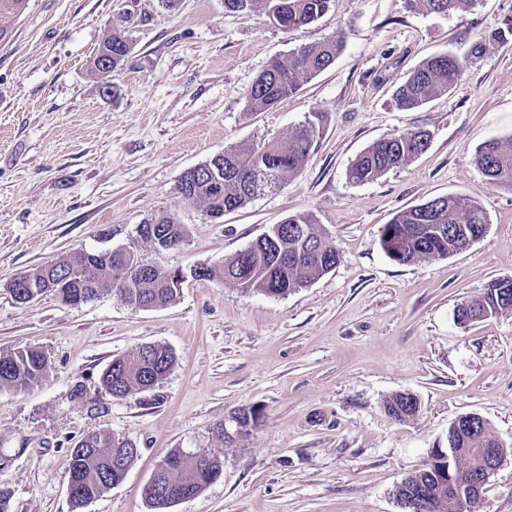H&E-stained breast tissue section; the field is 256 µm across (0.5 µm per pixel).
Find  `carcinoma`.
Instances as JSON below:
<instances>
[{
	"label": "carcinoma",
	"instance_id": "obj_1",
	"mask_svg": "<svg viewBox=\"0 0 512 512\" xmlns=\"http://www.w3.org/2000/svg\"><path fill=\"white\" fill-rule=\"evenodd\" d=\"M334 0H224L229 13L256 9L282 30L314 22L323 17ZM475 0H409L413 7L428 12L448 14L473 4ZM27 0H0V40L11 33L24 12ZM344 48L339 37L306 44L292 52L288 59H271L260 72L246 94L247 106L253 112L265 111L295 93L302 80L314 77L330 68ZM128 36L114 29L104 39L93 61L96 72L106 74L116 70L130 53ZM465 62L448 53L433 55L415 66L395 92L396 105L405 111L422 107L432 98L455 87ZM325 123L322 112H314L282 141L255 149L239 143L224 149V182L215 185L208 179L196 178L187 171L179 182V193L186 200L202 203L212 218L245 206L256 197L255 186L261 181L265 191L274 192L298 174L308 162L320 139ZM430 142L428 131L392 134L378 139L363 150L347 171L353 183H365L381 177L424 153ZM474 164L495 187L512 189V139H493L478 147ZM155 224L149 243L163 250L177 246L184 238V226L170 215L152 218ZM486 231V220L480 206L470 200L448 195L397 213L383 226L380 235L382 249L398 264L422 259L444 258L466 249V238L479 239ZM340 260L335 242L310 213L288 216V224L273 240L253 242L245 250L210 267L204 280L221 279L244 294L261 292L285 297L295 288H303L332 270ZM122 253L112 254L106 264L91 254L75 259L62 258L51 266L61 284L63 302L76 305L99 298L108 292L118 294L126 288L113 283L114 271L125 266ZM80 264L87 271L86 280L69 278L70 269ZM171 270L149 264L145 274L136 277L131 288L132 303L139 308L162 307L172 303L177 290L166 286ZM512 313V287L503 288L492 298L479 295L461 303L457 315L470 320ZM174 353L159 344H145L134 353L112 360L100 377L102 391L115 399L134 392L153 389L172 369ZM50 366L49 356L38 347H27L0 353V388L28 390L44 378ZM388 417L404 421L415 416L419 407L403 395L386 400ZM497 439L488 425L476 423L448 430V450L432 453L424 468L410 473L409 482L422 481L443 491L435 496L436 512H455L448 503V480L457 461L450 449L470 448L478 458V449L493 448ZM136 444L109 432L91 433L79 440L69 452L67 482L76 485L71 497L73 512H80L87 503L112 488V461L116 457L131 467L138 454ZM219 461L202 453V464L193 467L180 450L169 452L157 465L154 474L167 493H154V487L144 486L143 495L152 512H167L179 499L198 494L220 474Z\"/></svg>",
	"mask_w": 512,
	"mask_h": 512
}]
</instances>
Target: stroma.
<instances>
[{
  "instance_id": "stroma-1",
  "label": "stroma",
  "mask_w": 512,
  "mask_h": 512,
  "mask_svg": "<svg viewBox=\"0 0 512 512\" xmlns=\"http://www.w3.org/2000/svg\"><path fill=\"white\" fill-rule=\"evenodd\" d=\"M512 0H475L438 14L406 0H335L318 21L274 27L224 0H28L0 42V352L34 346L51 367L26 391L0 389V486L11 512H72L69 450L105 431L136 442L124 482L83 512H151L142 488L174 448L220 460V476L169 512H400L395 490L447 448L448 428L476 413L512 449V315L459 324V305L512 277V190L489 184L476 149L512 138ZM131 52L115 71L91 62L112 29ZM342 37L343 53L272 109L245 95L274 57ZM484 54L471 58L477 39ZM465 60L457 85L413 111L393 93L423 59ZM315 111L327 122L304 170L279 191L209 217L184 199L187 169L245 142L285 137ZM417 128L428 149L380 178H347L374 141ZM479 205L483 237L445 259L400 265L380 230L438 196ZM314 214L341 254L331 271L287 297L242 294L193 271L214 265L288 216ZM170 214L185 227L156 251L136 228ZM128 247L181 270L174 302L135 310L119 295L68 305L53 292L27 305L16 273L104 247ZM166 346L175 364L152 390L99 392L112 359ZM87 401L70 396L75 384ZM413 394L417 416L384 413ZM243 408L261 417L226 442L219 429ZM472 512H512V456Z\"/></svg>"
}]
</instances>
